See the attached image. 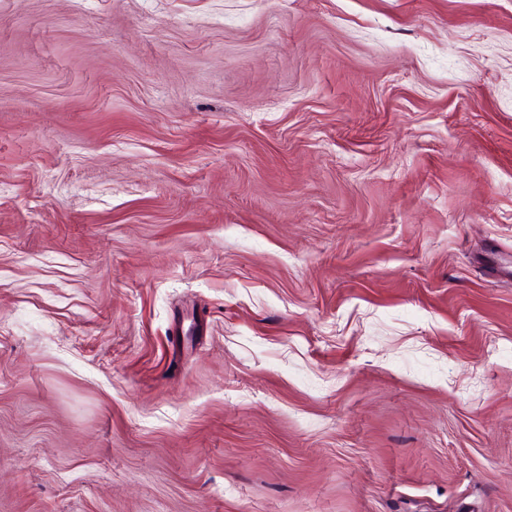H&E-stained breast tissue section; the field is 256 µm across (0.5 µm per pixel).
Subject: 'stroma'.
I'll use <instances>...</instances> for the list:
<instances>
[{
  "label": "stroma",
  "instance_id": "obj_1",
  "mask_svg": "<svg viewBox=\"0 0 512 512\" xmlns=\"http://www.w3.org/2000/svg\"><path fill=\"white\" fill-rule=\"evenodd\" d=\"M0 512H512V0H0Z\"/></svg>",
  "mask_w": 512,
  "mask_h": 512
}]
</instances>
